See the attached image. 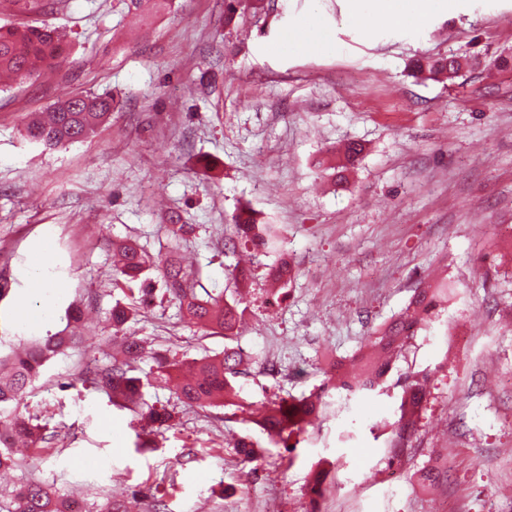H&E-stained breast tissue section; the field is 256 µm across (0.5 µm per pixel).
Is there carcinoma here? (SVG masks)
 Segmentation results:
<instances>
[{"label":"carcinoma","instance_id":"1","mask_svg":"<svg viewBox=\"0 0 512 512\" xmlns=\"http://www.w3.org/2000/svg\"><path fill=\"white\" fill-rule=\"evenodd\" d=\"M68 54L67 43L48 25H0L1 77L24 79L37 76L44 69L62 63ZM466 64L464 57L453 55L426 66L420 64L418 71L426 68L433 75L446 74L451 79ZM115 108L116 102L109 91L69 95L51 107L46 120H32L27 127V136L51 148H66L95 133ZM232 228L241 245L256 255L274 252L280 247L276 225L259 221L247 209L240 208L232 216ZM166 231L170 249L160 259L152 258L132 243L120 246L122 264L116 286L127 289L129 296L128 301L112 306L113 325L124 326L160 292L168 300L179 303L189 320L209 333L226 338L234 335L248 311L243 295L237 292L228 299L222 291H210L202 287L198 271L182 266L179 244L192 231V225L168 224ZM269 274L285 288L294 279L295 269L291 263L283 262L271 268ZM454 299V288L446 279L417 286L405 311L368 336L362 357L374 351L377 357L368 360L358 378H350L336 363L327 372L316 395L293 402L271 401L265 406V414L258 425L266 431L271 442L288 452V461H293V452L301 444L300 435L307 418L318 413L325 415L332 410L349 412L352 410L351 400L365 397L382 387L392 370V363L406 353L410 340L418 332L430 329ZM77 342L75 336L48 333L30 339L20 349L0 354V368L6 369L0 374V470L26 465V459L14 454L18 441L26 440L36 447L44 440L43 426L18 411L19 404L39 378L41 369ZM140 358L141 346L130 337L121 357L112 358L104 367L88 369L84 381L105 393L119 407L137 414L143 427L169 428L173 415L142 400L143 380L132 375L134 364ZM189 368L191 376L178 387L179 397L185 405L202 406L240 397L238 378L243 371L241 356L236 349L226 347L221 355L196 359ZM429 380L427 373L417 372L406 377L396 410L397 420L384 423L391 428V434L400 437L411 434L413 418L424 407ZM236 448L246 461L262 454L261 445L246 437L238 440ZM445 480L444 465L420 474V481L429 485H438ZM0 512H67V503L49 485L32 479L14 486L9 498L0 499Z\"/></svg>","mask_w":512,"mask_h":512}]
</instances>
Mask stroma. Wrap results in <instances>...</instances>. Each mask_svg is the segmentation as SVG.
<instances>
[{
    "label": "stroma",
    "mask_w": 512,
    "mask_h": 512,
    "mask_svg": "<svg viewBox=\"0 0 512 512\" xmlns=\"http://www.w3.org/2000/svg\"><path fill=\"white\" fill-rule=\"evenodd\" d=\"M226 3L170 0L146 17L131 0H0L1 24L46 23L71 45L60 67L0 86V337L64 329L71 305L87 316L82 343L23 401L48 434L35 468L0 478V491L33 475L88 507L109 498L153 512L160 499L167 512H308L326 465L322 497L335 512H430L462 496L468 512H512V262L484 259L493 225H512V63H498L512 60V0H454L400 31L368 23L373 0L362 18L348 0H263L231 25ZM312 15L325 48L275 50L282 30ZM450 55L473 64L445 81L413 72L415 60ZM105 90L118 106L84 142L49 150L26 138L61 97ZM350 141L365 153L334 183L324 165ZM243 205L281 226L300 264L292 288L273 291V257L254 263L241 290L249 313L229 341L169 301L113 329L125 298L114 243L155 256L169 249L166 225H193L180 256L221 290L245 256L230 231ZM440 268L457 287L447 320L412 339L370 408L325 417L291 455L250 422L276 397L313 393ZM21 303L38 329L16 324ZM124 335L179 360L240 349V403L186 407L180 375L158 380L143 357V398L174 424L136 447L135 414L80 378ZM452 335L467 338L464 353ZM413 372L430 375L427 401L391 485L380 474L388 438L369 427L394 420ZM244 436L263 446L258 460L237 454ZM442 460L447 480L423 484L421 471Z\"/></svg>",
    "instance_id": "stroma-1"
}]
</instances>
